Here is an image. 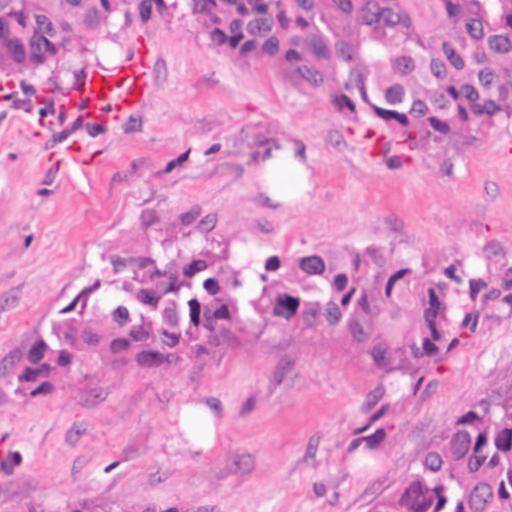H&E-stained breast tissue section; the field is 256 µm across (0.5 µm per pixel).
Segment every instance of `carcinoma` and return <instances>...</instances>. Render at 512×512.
<instances>
[{
    "label": "carcinoma",
    "mask_w": 512,
    "mask_h": 512,
    "mask_svg": "<svg viewBox=\"0 0 512 512\" xmlns=\"http://www.w3.org/2000/svg\"><path fill=\"white\" fill-rule=\"evenodd\" d=\"M129 0H0V74L25 75L94 36ZM210 43L413 148L445 152L474 131L512 123V0H174ZM160 250L115 253L62 318L29 345L23 395L96 361L159 368L245 337L330 339L383 375H412L448 349L463 291L448 270L396 261L381 247L249 257L190 234ZM159 266H154L150 258ZM193 267L182 288L168 281ZM68 512H126L78 500ZM371 512H512V385L458 416Z\"/></svg>",
    "instance_id": "cac0c4a2"
}]
</instances>
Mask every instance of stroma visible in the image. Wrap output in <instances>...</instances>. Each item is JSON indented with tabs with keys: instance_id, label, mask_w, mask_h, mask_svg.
<instances>
[{
	"instance_id": "stroma-1",
	"label": "stroma",
	"mask_w": 512,
	"mask_h": 512,
	"mask_svg": "<svg viewBox=\"0 0 512 512\" xmlns=\"http://www.w3.org/2000/svg\"><path fill=\"white\" fill-rule=\"evenodd\" d=\"M173 0L128 5L80 53L0 75V512H66L116 500L127 512L174 502L188 512H370L426 448L491 388L512 381V124L436 155L391 144L370 154L357 122L214 48ZM149 47L141 111L90 139L69 167L49 91ZM310 156L296 209L256 179L267 145ZM261 258L283 250L379 246L447 269L472 320L414 375L380 376L334 342L249 337L164 369L102 364L27 397L12 374L113 253L155 245L172 226ZM188 405L212 414L211 448L180 428Z\"/></svg>"
}]
</instances>
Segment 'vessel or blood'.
I'll use <instances>...</instances> for the list:
<instances>
[{
  "label": "vessel or blood",
  "mask_w": 512,
  "mask_h": 512,
  "mask_svg": "<svg viewBox=\"0 0 512 512\" xmlns=\"http://www.w3.org/2000/svg\"><path fill=\"white\" fill-rule=\"evenodd\" d=\"M153 85L148 51L119 69H92L58 99L61 118L70 120L77 137L62 148L78 167H85L87 133L111 126L114 113L137 112Z\"/></svg>",
  "instance_id": "b4317fda"
}]
</instances>
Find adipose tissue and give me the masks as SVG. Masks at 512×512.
Returning <instances> with one entry per match:
<instances>
[{
  "label": "adipose tissue",
  "mask_w": 512,
  "mask_h": 512,
  "mask_svg": "<svg viewBox=\"0 0 512 512\" xmlns=\"http://www.w3.org/2000/svg\"><path fill=\"white\" fill-rule=\"evenodd\" d=\"M260 179L269 201L278 206L301 203L312 188L303 156L289 144L268 148L261 162Z\"/></svg>",
  "instance_id": "ef3b65f1"
}]
</instances>
